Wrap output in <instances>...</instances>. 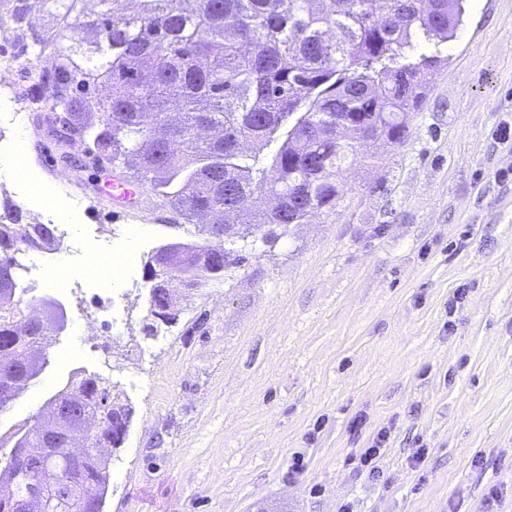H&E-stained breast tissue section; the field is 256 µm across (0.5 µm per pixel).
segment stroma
I'll list each match as a JSON object with an SVG mask.
<instances>
[{
  "mask_svg": "<svg viewBox=\"0 0 512 512\" xmlns=\"http://www.w3.org/2000/svg\"><path fill=\"white\" fill-rule=\"evenodd\" d=\"M429 82L404 146L368 145L378 160L346 173L335 212L177 298L153 337L144 263L180 216L152 194L116 214L91 143L8 124L28 82L0 85V158L27 174L0 175V201L28 216L44 191L81 216L23 257L24 305L57 298L67 327L0 434L80 367L133 409L105 512H484L494 484L512 512V146L496 137L512 121V0H468ZM381 432L378 480L356 475L348 458Z\"/></svg>",
  "mask_w": 512,
  "mask_h": 512,
  "instance_id": "obj_1",
  "label": "stroma"
}]
</instances>
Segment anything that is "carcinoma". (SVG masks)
Returning <instances> with one entry per match:
<instances>
[{
	"instance_id": "carcinoma-1",
	"label": "carcinoma",
	"mask_w": 512,
	"mask_h": 512,
	"mask_svg": "<svg viewBox=\"0 0 512 512\" xmlns=\"http://www.w3.org/2000/svg\"><path fill=\"white\" fill-rule=\"evenodd\" d=\"M43 0L50 24L32 31L39 54L57 49L44 123L69 115L71 135L92 141L95 157L148 187L187 224H240L221 240L199 238L158 264L145 261L151 315L167 288L221 285L261 245H274L290 224L336 209L342 175L362 161L361 131L379 130L392 147L406 142L428 76L448 61V40L466 0ZM30 0H13V19L30 27ZM355 128L334 135L341 117ZM308 194L288 213V194ZM57 244L52 224H24L19 210L0 213V394L8 381L27 383L49 333L21 305L27 247ZM220 247L224 259L203 270L197 249ZM88 424L106 425L104 442L88 441L81 466L59 488L40 472L0 469L13 494L40 491V512H103L109 487L112 421L129 423L132 408L115 386L78 368ZM55 469L63 448H47L38 425L7 433Z\"/></svg>"
}]
</instances>
